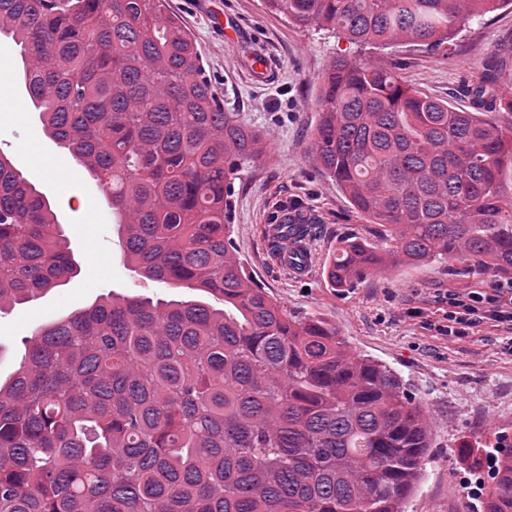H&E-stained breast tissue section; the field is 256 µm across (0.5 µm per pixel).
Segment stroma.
Instances as JSON below:
<instances>
[{
    "instance_id": "1",
    "label": "stroma",
    "mask_w": 512,
    "mask_h": 512,
    "mask_svg": "<svg viewBox=\"0 0 512 512\" xmlns=\"http://www.w3.org/2000/svg\"><path fill=\"white\" fill-rule=\"evenodd\" d=\"M169 9L194 35L225 111L261 130L269 144L266 156L244 165L234 183L231 239L237 257L288 312L336 325L353 351L398 371L426 405L431 448L407 512H482L493 444L501 434L512 438V353L503 348L512 330L487 322L474 335L451 342L438 327L448 289L485 288L491 278L469 264L441 260L372 273L343 293L329 288L322 276L326 256L343 239L373 236L374 228L352 211L335 181L314 167L310 137L318 119V79L338 56L394 67L408 86L464 110L473 109L472 85L489 66L498 70L497 93L512 88V9L473 19L454 44L433 51L410 43L360 49L332 31L289 24L263 0H169ZM228 20L233 23L229 35L224 32ZM256 60L264 63V76L255 75ZM0 65L9 77L10 96L0 103L5 133L0 151L47 193L80 264L79 274L65 285L0 315L3 382L25 352V336L89 306L99 294L169 300L189 299L193 293L128 270L111 209L95 181L45 134L33 107L13 109V102L27 97L19 54L0 47ZM42 155L56 159V180L37 169ZM294 200L303 203L310 220L314 253L312 268L302 278L272 264L261 234L262 225L275 223L282 206ZM464 441L479 447L480 469L458 459L456 449Z\"/></svg>"
}]
</instances>
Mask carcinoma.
I'll list each match as a JSON object with an SVG mask.
<instances>
[{"instance_id":"obj_1","label":"carcinoma","mask_w":512,"mask_h":512,"mask_svg":"<svg viewBox=\"0 0 512 512\" xmlns=\"http://www.w3.org/2000/svg\"><path fill=\"white\" fill-rule=\"evenodd\" d=\"M359 47L436 50L512 0H263ZM45 132L110 201L140 278L198 299L101 296L25 337L0 383V512H405L430 449L402 376L354 354L324 319L288 314L230 241L231 192L265 154L209 84L168 0H0V39ZM494 77L476 111L346 57L320 78L312 162L374 241L323 265L345 292L436 258L512 273V112ZM79 273L47 194L0 152V313ZM211 295L216 308L202 300ZM482 512H512V453L494 455Z\"/></svg>"}]
</instances>
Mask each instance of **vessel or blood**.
I'll use <instances>...</instances> for the list:
<instances>
[{"label": "vessel or blood", "mask_w": 512, "mask_h": 512, "mask_svg": "<svg viewBox=\"0 0 512 512\" xmlns=\"http://www.w3.org/2000/svg\"><path fill=\"white\" fill-rule=\"evenodd\" d=\"M273 262L292 276L306 275L312 266V254L307 245L304 226L295 223L292 216L282 215L277 223L263 227Z\"/></svg>", "instance_id": "vessel-or-blood-1"}]
</instances>
